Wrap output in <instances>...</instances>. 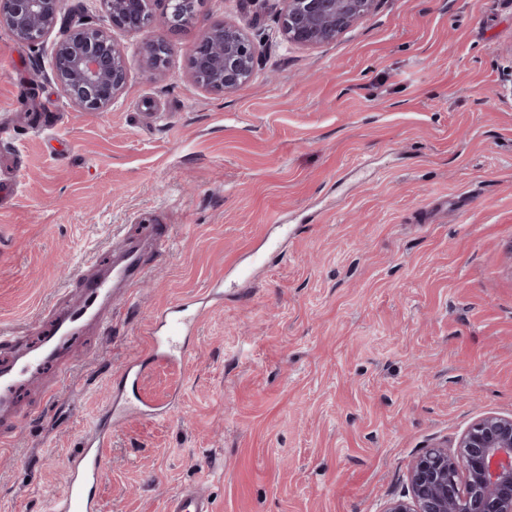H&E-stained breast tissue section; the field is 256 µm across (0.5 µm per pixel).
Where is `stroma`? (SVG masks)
<instances>
[{"instance_id": "obj_1", "label": "stroma", "mask_w": 512, "mask_h": 512, "mask_svg": "<svg viewBox=\"0 0 512 512\" xmlns=\"http://www.w3.org/2000/svg\"><path fill=\"white\" fill-rule=\"evenodd\" d=\"M278 19L202 0L166 30L161 80L149 32H115L128 79L103 112L55 83L61 30H0V329L36 342L110 277L113 240L171 239L0 413V512H49L153 314L219 279L181 369L142 380L168 418L113 432L101 512H164L190 486L214 512H382L426 448L512 415V0H379L314 49L275 39ZM222 21L262 41L226 96L189 77ZM276 223L286 247L253 264ZM173 51L171 43L167 40L163 30H158L154 36L144 44L143 52L147 59L150 76L153 79L161 78L167 66V60Z\"/></svg>"}]
</instances>
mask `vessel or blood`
I'll list each match as a JSON object with an SVG mask.
<instances>
[{
    "mask_svg": "<svg viewBox=\"0 0 512 512\" xmlns=\"http://www.w3.org/2000/svg\"><path fill=\"white\" fill-rule=\"evenodd\" d=\"M144 274L140 245L133 240L125 241L120 254L112 262L111 279L87 282L81 303L59 317L54 326L45 331L38 353L13 360L0 368V402L9 398L17 375L41 366L54 356V339L70 335L80 327L87 315L99 314L101 306L110 295L130 292ZM203 308L195 303H179L157 311L143 331L150 345L155 364L177 369L188 352L191 333ZM146 370L145 364L129 363L120 385L113 391V400L97 416L96 422L84 436L79 452L69 459L65 492L53 502V512H98L97 486L103 466L104 450L112 438L114 429L121 422L133 417L162 418L167 413L166 403L153 399L141 389ZM166 512H213L208 496L195 487H187L168 501Z\"/></svg>",
    "mask_w": 512,
    "mask_h": 512,
    "instance_id": "b4317fda",
    "label": "vessel or blood"
}]
</instances>
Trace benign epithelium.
Instances as JSON below:
<instances>
[{"instance_id": "obj_1", "label": "benign epithelium", "mask_w": 512, "mask_h": 512, "mask_svg": "<svg viewBox=\"0 0 512 512\" xmlns=\"http://www.w3.org/2000/svg\"><path fill=\"white\" fill-rule=\"evenodd\" d=\"M61 0H0V29L36 45L60 19ZM109 26L83 19L64 24L57 43L53 77L61 90L87 112H103L127 81L126 52L112 30L140 33L155 25V0H100ZM161 30L144 44L150 76L164 75L173 51L163 28L187 23L197 0H163ZM280 30L293 44L318 47L331 42L371 14L378 0H278ZM254 40L226 22L210 26L190 54V77L206 91L232 94L247 84L258 61ZM383 512H512V416L487 414L455 446L438 445L415 457L408 470L407 498Z\"/></svg>"}]
</instances>
